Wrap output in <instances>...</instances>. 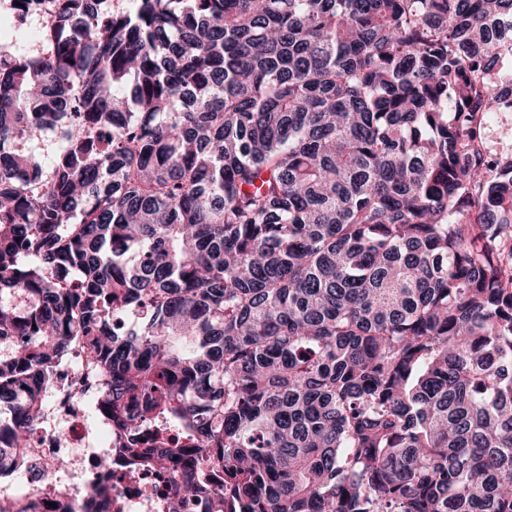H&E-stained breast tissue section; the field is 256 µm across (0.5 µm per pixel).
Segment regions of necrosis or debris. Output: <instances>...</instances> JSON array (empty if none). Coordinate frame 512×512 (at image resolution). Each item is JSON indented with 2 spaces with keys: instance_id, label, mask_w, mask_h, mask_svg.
<instances>
[{
  "instance_id": "necrosis-or-debris-1",
  "label": "necrosis or debris",
  "mask_w": 512,
  "mask_h": 512,
  "mask_svg": "<svg viewBox=\"0 0 512 512\" xmlns=\"http://www.w3.org/2000/svg\"><path fill=\"white\" fill-rule=\"evenodd\" d=\"M100 382L80 346L54 373L36 427L23 450L20 478L34 512H85L94 489L112 487V512H169L170 475L111 466L114 436L92 419Z\"/></svg>"
}]
</instances>
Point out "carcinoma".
<instances>
[{
	"instance_id": "cac0c4a2",
	"label": "carcinoma",
	"mask_w": 512,
	"mask_h": 512,
	"mask_svg": "<svg viewBox=\"0 0 512 512\" xmlns=\"http://www.w3.org/2000/svg\"><path fill=\"white\" fill-rule=\"evenodd\" d=\"M10 2L0 450L80 342L213 512H512V0ZM491 125L490 139L495 147L512 148V112L495 113Z\"/></svg>"
}]
</instances>
